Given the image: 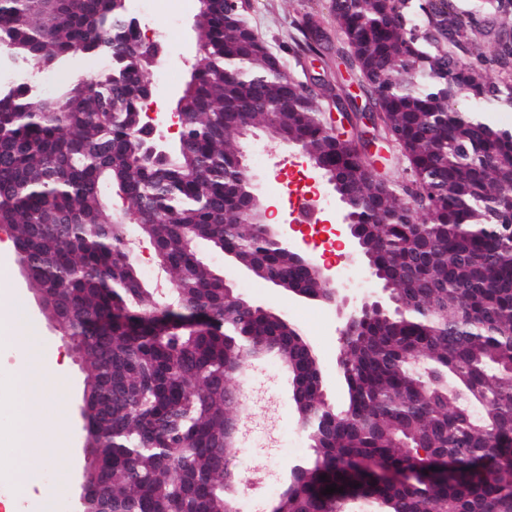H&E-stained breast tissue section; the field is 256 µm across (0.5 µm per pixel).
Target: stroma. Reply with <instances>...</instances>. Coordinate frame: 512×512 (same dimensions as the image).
Returning a JSON list of instances; mask_svg holds the SVG:
<instances>
[{"label": "stroma", "mask_w": 512, "mask_h": 512, "mask_svg": "<svg viewBox=\"0 0 512 512\" xmlns=\"http://www.w3.org/2000/svg\"><path fill=\"white\" fill-rule=\"evenodd\" d=\"M454 2L470 12L473 28L482 32L478 41L465 45L461 57L483 59L490 79L499 81L501 71L493 61L500 35L496 8L488 0ZM198 8V0H162L156 11L155 24L148 36L159 46L160 56L157 65L149 68L147 79L155 87L152 102L158 111L174 110L190 77L197 58L192 25ZM245 18L296 83L306 87L326 83L328 93L320 100L323 110H333L334 101L339 98L348 111H375V94L350 63L344 37L332 18V0H247ZM105 66L100 57L87 55L73 64L61 62L47 68L32 62L28 68L42 97L50 98L70 85L76 75L97 73ZM348 132L373 142L379 161L377 170L388 182H407L408 161L400 148L386 138L380 125L361 123L349 127ZM240 149L249 158L256 150H265V163L252 168L261 184L260 197L265 202L285 203L287 174L307 168L306 157L288 147L271 149L263 133L241 138ZM107 201L115 216L126 224L128 250L134 264L159 297L169 299L174 282L160 267L151 242L136 231L129 201L114 193L108 194ZM7 272L8 279L0 284L24 290V307L37 323L42 343L47 347L41 357L43 368L49 376L61 378L63 386L40 423L44 442L53 457L51 466L41 474L39 486L18 500L13 497L10 475L0 470V498L14 499L15 512H46L39 487L53 484L57 487L53 512H66L76 497L77 476L84 463L78 408L85 374L77 354L40 310L34 291L28 289L19 273L16 257H9ZM234 288L250 303L286 313L300 327L319 357L327 402L342 403L345 386L336 367L341 321L335 307L320 300L297 301L281 288L251 275H235ZM28 363L26 353L8 345L0 346V433L8 431L12 419L15 392L10 380ZM241 381L245 390L237 422L236 449L227 463L240 478V512H267L273 497L284 489L291 466L308 460L311 450L308 442L294 445L289 441L296 422L289 402L287 375L275 361L249 364Z\"/></svg>", "instance_id": "stroma-1"}]
</instances>
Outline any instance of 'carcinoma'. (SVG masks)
<instances>
[{
    "label": "carcinoma",
    "mask_w": 512,
    "mask_h": 512,
    "mask_svg": "<svg viewBox=\"0 0 512 512\" xmlns=\"http://www.w3.org/2000/svg\"><path fill=\"white\" fill-rule=\"evenodd\" d=\"M113 0H0V49L44 65L81 47L112 42L107 73L82 75L37 101L21 87L0 96V223L30 263L29 283L84 350V392L99 408L88 433L112 512H239L234 450L238 405L224 384L258 356L299 381L293 406L313 458L295 464L270 512H512V213L493 204L512 192V131L449 108L465 82L486 107L512 108V84L482 65L449 57L380 17V4L344 0L335 16L348 52L376 95L383 127L396 132L411 168L440 205L418 222L395 187L356 183L362 159L334 143L319 109L295 96L275 124L257 112L274 82L263 57L224 22V0L199 3L198 63L178 107L183 144L150 160L142 125L151 47L113 11ZM240 78L224 81V69ZM342 179L364 245L396 285L406 315L370 316L341 343L344 404L325 402L318 358L295 325L258 314L242 325L238 296L209 264L231 252L254 276L312 295L292 248L258 238L251 224L224 223L239 199L238 125L243 115ZM114 186L132 203L141 236L176 281L163 301L129 258L127 229L104 199ZM369 194V213L357 198ZM188 306L220 325L189 327ZM447 457L448 481L380 485L378 465L412 467ZM334 484L343 492L323 494Z\"/></svg>",
    "instance_id": "1"
}]
</instances>
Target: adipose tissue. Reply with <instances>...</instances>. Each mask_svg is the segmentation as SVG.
I'll return each mask as SVG.
<instances>
[{
  "label": "adipose tissue",
  "instance_id": "ef3b65f1",
  "mask_svg": "<svg viewBox=\"0 0 512 512\" xmlns=\"http://www.w3.org/2000/svg\"><path fill=\"white\" fill-rule=\"evenodd\" d=\"M0 344L23 349L31 357L39 355L36 327L21 306L11 314L0 316ZM15 404L8 437H0V466L8 469L20 488L30 487L46 462L41 452L39 412L49 404L55 386L42 381L34 370L16 374L12 379Z\"/></svg>",
  "mask_w": 512,
  "mask_h": 512
}]
</instances>
